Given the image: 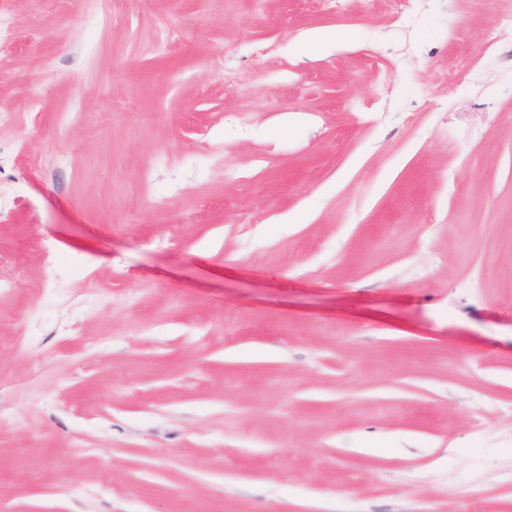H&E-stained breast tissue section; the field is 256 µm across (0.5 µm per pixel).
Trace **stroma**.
Instances as JSON below:
<instances>
[{"label":"stroma","instance_id":"obj_1","mask_svg":"<svg viewBox=\"0 0 512 512\" xmlns=\"http://www.w3.org/2000/svg\"><path fill=\"white\" fill-rule=\"evenodd\" d=\"M0 14V512H512V0Z\"/></svg>","mask_w":512,"mask_h":512}]
</instances>
